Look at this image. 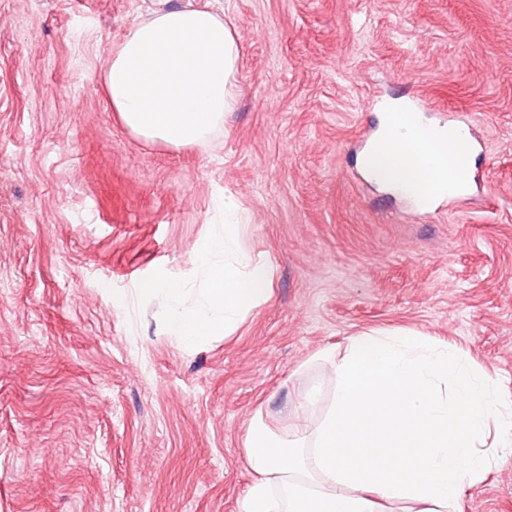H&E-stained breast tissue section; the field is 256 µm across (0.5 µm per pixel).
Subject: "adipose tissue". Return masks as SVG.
<instances>
[{
  "label": "adipose tissue",
  "instance_id": "obj_1",
  "mask_svg": "<svg viewBox=\"0 0 512 512\" xmlns=\"http://www.w3.org/2000/svg\"><path fill=\"white\" fill-rule=\"evenodd\" d=\"M241 48L223 13L155 7L113 45L105 77L118 122L147 142L174 148L205 141L223 127L237 99ZM379 183L427 202L468 168L462 141L416 119L398 117L380 131L363 160ZM243 224L224 202V230L204 248L210 288L178 280L142 285L163 294L170 335L195 343L233 332L245 313L267 302L266 264L241 248ZM338 387L315 427L299 419L318 394L310 389L289 408L288 436L262 420L249 427L245 456L256 479L240 512H457L466 485L512 447V395L476 371L459 352L405 330L353 337L332 364Z\"/></svg>",
  "mask_w": 512,
  "mask_h": 512
}]
</instances>
